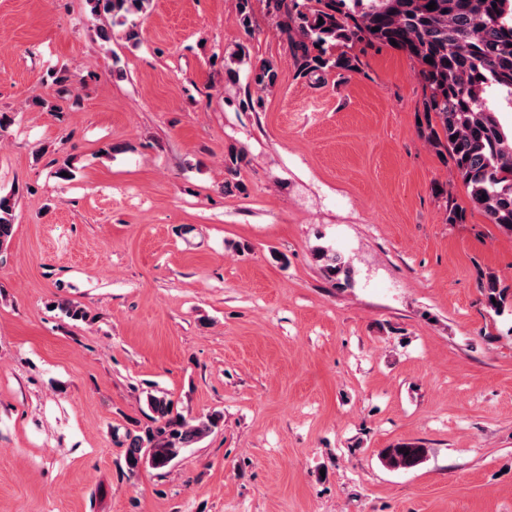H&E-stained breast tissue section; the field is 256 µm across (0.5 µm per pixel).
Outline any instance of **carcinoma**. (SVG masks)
Segmentation results:
<instances>
[{
	"label": "carcinoma",
	"mask_w": 512,
	"mask_h": 512,
	"mask_svg": "<svg viewBox=\"0 0 512 512\" xmlns=\"http://www.w3.org/2000/svg\"><path fill=\"white\" fill-rule=\"evenodd\" d=\"M435 3L432 10L427 5ZM150 0H93V11L111 16L112 23L135 35L136 16ZM282 17L297 74L354 71L357 60L336 48L354 40L384 45L396 41L418 65L427 94L424 107L430 123L426 141L448 151L453 171L468 190L469 200L490 223L512 232V127L500 123L491 106L495 93L512 107V0H270ZM277 72L270 64L254 69L260 89L275 85ZM241 158L225 162L224 189L234 182ZM17 191L0 193V252L14 234ZM326 277L337 288L351 287L349 263L338 253L316 254ZM486 306L501 315L509 308L507 290L488 275L480 284ZM151 424L125 435L126 464L136 470L147 464L166 467L186 448L198 444L218 427L221 415L191 423L173 413L164 395H149ZM427 449L411 442L381 452L383 463L394 470H409L425 459Z\"/></svg>",
	"instance_id": "obj_1"
}]
</instances>
